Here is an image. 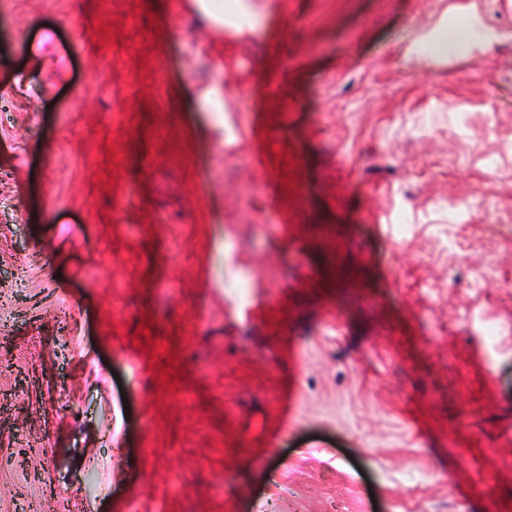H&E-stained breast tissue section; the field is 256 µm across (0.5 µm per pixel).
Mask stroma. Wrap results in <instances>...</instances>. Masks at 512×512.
Listing matches in <instances>:
<instances>
[{
	"mask_svg": "<svg viewBox=\"0 0 512 512\" xmlns=\"http://www.w3.org/2000/svg\"><path fill=\"white\" fill-rule=\"evenodd\" d=\"M249 2L0 0V512H512V0ZM460 10L459 2L456 0H448V18H442L438 21L437 24H432L422 30L411 45L412 53L424 60L431 61L432 56L430 53L431 46L434 42L437 41L438 38L434 39V30L439 26H443L445 24H450L453 19L456 17V13Z\"/></svg>",
	"mask_w": 512,
	"mask_h": 512,
	"instance_id": "stroma-1",
	"label": "stroma"
}]
</instances>
